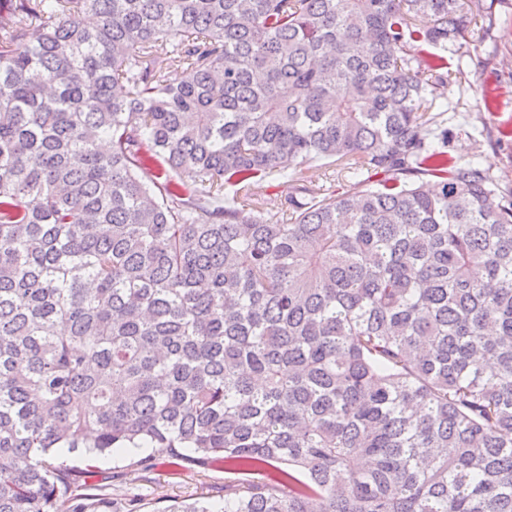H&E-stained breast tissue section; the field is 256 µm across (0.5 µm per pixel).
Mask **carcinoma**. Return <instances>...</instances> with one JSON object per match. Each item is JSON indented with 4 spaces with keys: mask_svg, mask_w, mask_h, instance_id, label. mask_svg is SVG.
<instances>
[{
    "mask_svg": "<svg viewBox=\"0 0 512 512\" xmlns=\"http://www.w3.org/2000/svg\"><path fill=\"white\" fill-rule=\"evenodd\" d=\"M494 2L0 0V512H120L61 448L286 465L224 512H512V191L407 57Z\"/></svg>",
    "mask_w": 512,
    "mask_h": 512,
    "instance_id": "1",
    "label": "carcinoma"
}]
</instances>
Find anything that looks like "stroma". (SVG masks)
Wrapping results in <instances>:
<instances>
[{
    "instance_id": "obj_1",
    "label": "stroma",
    "mask_w": 512,
    "mask_h": 512,
    "mask_svg": "<svg viewBox=\"0 0 512 512\" xmlns=\"http://www.w3.org/2000/svg\"><path fill=\"white\" fill-rule=\"evenodd\" d=\"M448 99L438 110L448 117L449 152L490 172L502 188L512 187V35H490L473 24L460 55H448ZM55 463L90 466L122 512H172L202 501L213 512L224 508V487L247 481L214 460L179 461L166 451L126 454L111 451L90 457L79 451H53ZM147 459L151 471L141 477L135 465Z\"/></svg>"
}]
</instances>
